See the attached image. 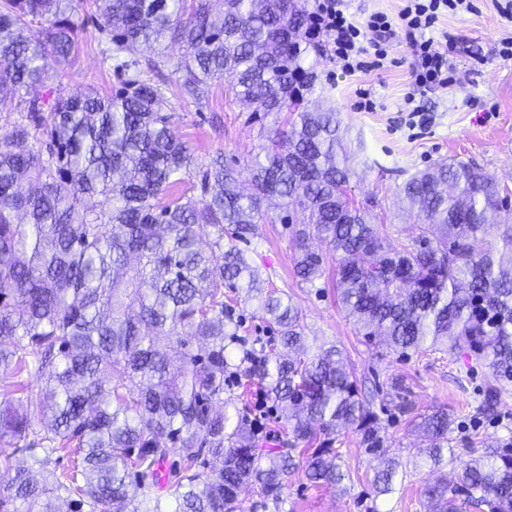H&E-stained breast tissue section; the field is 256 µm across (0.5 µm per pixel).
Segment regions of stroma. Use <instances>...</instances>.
I'll list each match as a JSON object with an SVG mask.
<instances>
[{"label":"stroma","mask_w":512,"mask_h":512,"mask_svg":"<svg viewBox=\"0 0 512 512\" xmlns=\"http://www.w3.org/2000/svg\"><path fill=\"white\" fill-rule=\"evenodd\" d=\"M74 19L79 41L74 57L64 68L61 82L37 88L38 96L96 91L107 95L123 84L107 56L108 38L99 30L91 0H78ZM438 32L448 35V62L456 78L448 90L426 92L407 101L412 81V52L406 42L388 45L395 66L385 71L348 74L336 65L328 47L309 51L308 61L318 76L312 106L334 111L345 135L350 181L359 200L376 198L373 222L387 224L393 239L404 240L418 230L407 218L399 192L403 182L420 171L453 158L469 160L497 182L512 189V60L498 57L502 38L512 36V20L498 12L493 0H470L467 11L441 18ZM368 90L370 110L359 108L358 93ZM169 114L176 137L188 141L197 165L223 153L226 164L244 169L261 143V134L273 128L274 116L251 112L228 94L225 81H214L203 102L168 90L159 104ZM296 223L262 224L245 246L249 262L271 288L288 294L303 314L310 349L336 346L355 369L358 380L376 388L374 407L383 410L391 454L404 478L394 493L375 496L370 481L378 462L358 443L352 428L342 429L341 462L353 482L347 492L315 486L303 469L288 477L283 510L265 512H426L425 488L438 471L417 464V438L408 418L392 409L386 395L392 379H400L415 410L447 408L454 420L452 446L463 459L484 455L488 448L512 443V383L501 388L494 413L479 409L482 391L491 378L487 367L475 365L468 355L454 357L429 351L399 356L367 345L338 301L336 260L317 240L313 251L322 257L324 275L315 285L294 274Z\"/></svg>","instance_id":"35a3bbf8"}]
</instances>
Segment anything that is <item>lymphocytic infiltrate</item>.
I'll return each instance as SVG.
<instances>
[{
  "label": "lymphocytic infiltrate",
  "instance_id": "1",
  "mask_svg": "<svg viewBox=\"0 0 512 512\" xmlns=\"http://www.w3.org/2000/svg\"><path fill=\"white\" fill-rule=\"evenodd\" d=\"M309 35L326 39L332 46L342 70L352 74L367 66H384V43L404 37L414 53L412 91L447 89L448 57L443 45L429 37L428 31L439 16L461 10L466 0H407L397 18L377 13L360 22L347 14L345 0H316ZM374 54L373 64H366L365 54Z\"/></svg>",
  "mask_w": 512,
  "mask_h": 512
}]
</instances>
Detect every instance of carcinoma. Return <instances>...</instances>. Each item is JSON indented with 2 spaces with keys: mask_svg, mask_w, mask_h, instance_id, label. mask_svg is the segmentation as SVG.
Wrapping results in <instances>:
<instances>
[{
  "mask_svg": "<svg viewBox=\"0 0 512 512\" xmlns=\"http://www.w3.org/2000/svg\"><path fill=\"white\" fill-rule=\"evenodd\" d=\"M191 5H186V2ZM73 0H0V95L20 98L0 126V443L26 465L0 459V512H237L242 490L283 504L298 466L316 486L347 491L352 481L332 447L342 426L379 461L372 484L393 491L387 424L331 345L306 347L299 309L264 288L240 243L272 223L270 206L306 214L295 231V273L322 276L316 236L336 254L339 300L371 342L390 352L468 353L493 384L512 382V224L501 219L509 193L471 162L452 160L401 187L419 235L392 243L368 204L350 193L334 112H311L316 92L304 68L309 13L302 0H95L112 52L137 46L142 66L109 96L30 90L62 76L77 50ZM43 23V37L26 30ZM185 48L174 87L197 101L215 80L257 112L287 113L265 136L263 157L240 173L216 154L192 172L187 144L158 101L167 83L149 74L164 42ZM200 196L178 192L191 175ZM259 298L257 313L276 335L246 338L224 302V286ZM42 396H17L24 376ZM264 385L281 410L279 446L257 452L244 393ZM410 416L424 461L455 455L453 419L439 408ZM319 447H314V444ZM69 449L79 462L52 467ZM179 462L164 492L156 466ZM429 512H512V446L460 465L453 483L425 490Z\"/></svg>",
  "mask_w": 512,
  "mask_h": 512,
  "instance_id": "carcinoma-1",
  "label": "carcinoma"
}]
</instances>
